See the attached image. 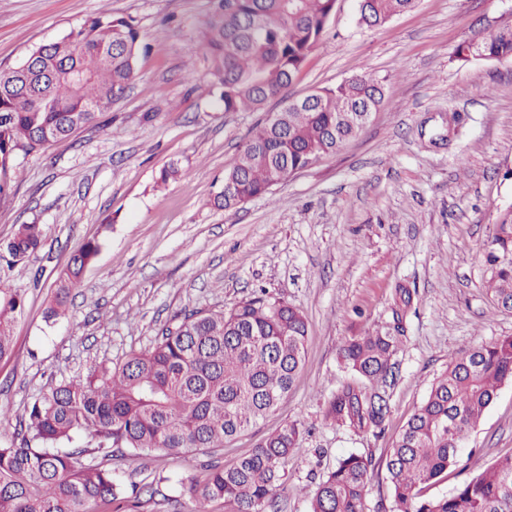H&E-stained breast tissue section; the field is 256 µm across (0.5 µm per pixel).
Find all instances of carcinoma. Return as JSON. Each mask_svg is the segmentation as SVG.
Wrapping results in <instances>:
<instances>
[{
  "label": "carcinoma",
  "mask_w": 512,
  "mask_h": 512,
  "mask_svg": "<svg viewBox=\"0 0 512 512\" xmlns=\"http://www.w3.org/2000/svg\"><path fill=\"white\" fill-rule=\"evenodd\" d=\"M204 47L224 111L261 107L292 84L324 37L336 0H213ZM416 0H358V23L375 26ZM142 36L131 19L101 13L62 39L33 50L31 66L0 67V202L10 196L21 160L96 123L135 77ZM456 57L512 59V24L477 29ZM383 92L367 74L322 88L252 131L214 204L236 209L269 193L286 169L299 171L358 136ZM43 227L20 224L0 242V274L8 277L41 247ZM101 249L86 241L71 255L47 308L54 319ZM494 303L512 311V212L495 225L486 248ZM20 289L0 287V363L14 351L13 327L24 311ZM308 323L284 301L256 295L228 311L192 310L161 331L148 349L113 367L63 379L36 395L20 422V441L0 445V512H97L125 495L112 469L85 460L78 445L96 438L140 458L222 448L257 425L288 395L306 355ZM402 338L390 328L351 336L339 357L352 379L342 381L324 419L353 431L382 428L399 373ZM512 382V337L461 350L408 419L386 462L395 512H512V455L499 457L440 498L424 490L457 466L461 449ZM301 431L291 423L262 437L228 467L212 465L187 493L191 512H265L282 489V466ZM372 459L351 453L315 483L311 512H364Z\"/></svg>",
  "instance_id": "carcinoma-1"
}]
</instances>
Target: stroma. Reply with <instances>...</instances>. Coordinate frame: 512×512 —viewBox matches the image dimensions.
I'll use <instances>...</instances> for the list:
<instances>
[{
  "instance_id": "obj_1",
  "label": "stroma",
  "mask_w": 512,
  "mask_h": 512,
  "mask_svg": "<svg viewBox=\"0 0 512 512\" xmlns=\"http://www.w3.org/2000/svg\"><path fill=\"white\" fill-rule=\"evenodd\" d=\"M104 9L143 35L135 78L98 124L27 157L0 203V242L19 224L45 229L27 274L5 281L26 304L14 355L0 363V405L10 409L0 443L17 439L27 404L49 384L150 347L185 312L229 309L263 289L308 322L294 387L222 449L139 460L89 450L122 486L142 490L117 512H188L185 488L208 466L232 463L293 422L303 436L283 467L281 512H310L308 487L350 453L374 465L365 512H393L386 458L402 426L456 352L512 336V313L494 304L484 259L495 224L512 211V60L456 58L480 22H512V0H418L371 28L358 24L357 0H337L288 94L368 74L380 81L383 104L340 151L233 210L213 198L240 145L281 104L228 112L205 92L201 31L211 0H0V66L21 64ZM172 163L178 176L160 183ZM93 238L102 248L68 314L47 324L56 278ZM397 314L405 340L384 430L328 424L324 405L347 377L341 344ZM503 455H512V383L428 496L451 493Z\"/></svg>"
}]
</instances>
